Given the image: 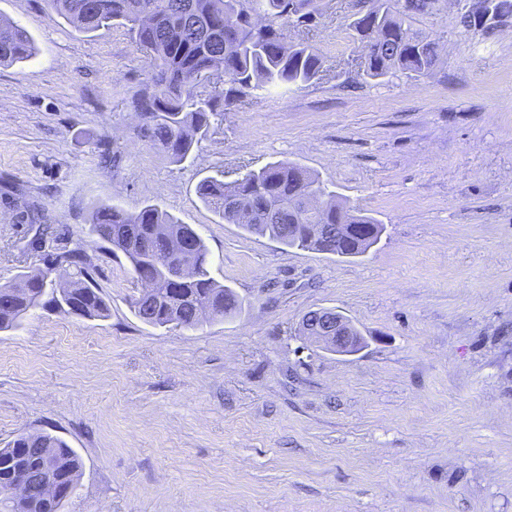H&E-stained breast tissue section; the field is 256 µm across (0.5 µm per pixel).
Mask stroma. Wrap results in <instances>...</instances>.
<instances>
[{"mask_svg":"<svg viewBox=\"0 0 512 512\" xmlns=\"http://www.w3.org/2000/svg\"><path fill=\"white\" fill-rule=\"evenodd\" d=\"M356 4L319 0L310 31L289 28L321 59L313 82L233 104L174 164L135 135L152 68L126 27L84 34L46 0H0L38 47L0 66V284L79 244L109 306L0 332V446L46 432L77 452L63 512H512V21L488 38L457 23L473 0H440L414 26L441 68L371 80ZM282 160L383 224L379 244L286 251L198 196ZM97 203L194 227L241 313L140 322L129 262L88 231ZM318 309L362 350L301 336Z\"/></svg>","mask_w":512,"mask_h":512,"instance_id":"1","label":"stroma"}]
</instances>
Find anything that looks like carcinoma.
<instances>
[{
	"mask_svg": "<svg viewBox=\"0 0 512 512\" xmlns=\"http://www.w3.org/2000/svg\"><path fill=\"white\" fill-rule=\"evenodd\" d=\"M485 13L466 11L464 30L488 35L512 19V0H484ZM57 14L84 33L116 22L149 56L155 72L131 98L137 136L175 164L185 161L209 133L212 119L253 91L300 87L316 78L321 59L310 45L288 39V27L309 22L316 0H47ZM438 0H363L350 26L368 47L362 75L430 76L440 62L439 43L415 29L413 19L433 12ZM37 54L29 32L0 18V65ZM224 74L210 94L200 88ZM203 203L226 224L266 237L286 249L358 257L377 245L384 225L336 196L331 185L302 167L279 161L233 181L208 176L199 187ZM90 231L129 261L132 275L151 279V291L132 303L152 327L192 330L206 320L233 317L242 299L211 273L209 250L199 233L156 204L129 212L117 204L91 207ZM318 224L343 225L341 238L316 236ZM171 261L186 266L180 284L166 278ZM87 256L66 250L44 268L20 272L0 285V331L19 327L38 308L53 307L84 318L108 316L99 288L86 278ZM36 467L40 478L60 488L51 500L14 498L6 489L16 467ZM82 463L62 439L46 432L18 436L0 448V495L10 512H62L75 492Z\"/></svg>",
	"mask_w": 512,
	"mask_h": 512,
	"instance_id": "obj_1",
	"label": "carcinoma"
}]
</instances>
